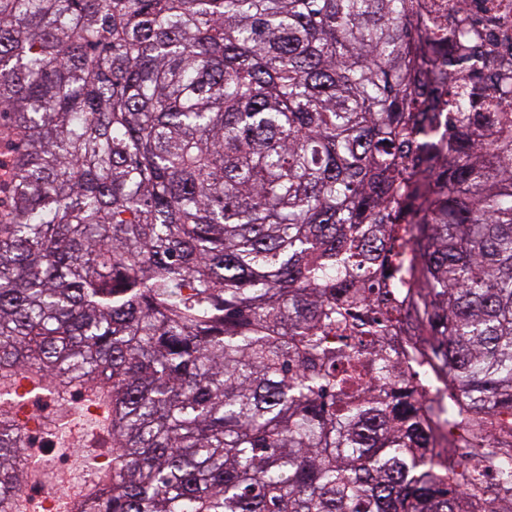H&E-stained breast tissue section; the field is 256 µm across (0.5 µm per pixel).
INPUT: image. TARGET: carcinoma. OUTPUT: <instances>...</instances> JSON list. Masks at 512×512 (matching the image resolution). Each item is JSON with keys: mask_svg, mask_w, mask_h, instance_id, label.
<instances>
[{"mask_svg": "<svg viewBox=\"0 0 512 512\" xmlns=\"http://www.w3.org/2000/svg\"><path fill=\"white\" fill-rule=\"evenodd\" d=\"M458 2L0 0V512L20 375L95 407L77 512H512V61Z\"/></svg>", "mask_w": 512, "mask_h": 512, "instance_id": "carcinoma-1", "label": "carcinoma"}]
</instances>
